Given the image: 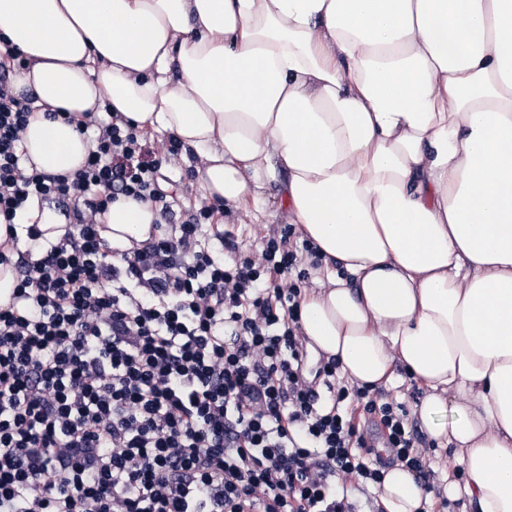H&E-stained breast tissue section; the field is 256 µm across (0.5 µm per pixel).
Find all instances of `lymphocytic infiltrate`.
<instances>
[{"mask_svg": "<svg viewBox=\"0 0 512 512\" xmlns=\"http://www.w3.org/2000/svg\"><path fill=\"white\" fill-rule=\"evenodd\" d=\"M0 56V220L28 240L0 304V512H384L370 488L393 462L435 492L407 408L307 371L302 282L321 256L293 225L260 259L209 247L214 206L177 220L162 186L180 143L148 149L116 112L63 113L91 148L83 167L26 166L33 112ZM157 214L150 241L115 251L95 215L120 198ZM67 221L59 241L12 224L28 202Z\"/></svg>", "mask_w": 512, "mask_h": 512, "instance_id": "1", "label": "lymphocytic infiltrate"}]
</instances>
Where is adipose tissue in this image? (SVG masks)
Returning <instances> with one entry per match:
<instances>
[{"mask_svg":"<svg viewBox=\"0 0 512 512\" xmlns=\"http://www.w3.org/2000/svg\"><path fill=\"white\" fill-rule=\"evenodd\" d=\"M28 61L26 163L68 174L74 115L112 111L176 135L207 197L279 179L288 223L332 271L301 326L352 382L425 390L416 416L461 467L471 512H512V0H0ZM150 205L100 220L148 240ZM386 512L423 490L386 470Z\"/></svg>","mask_w":512,"mask_h":512,"instance_id":"obj_1","label":"adipose tissue"}]
</instances>
